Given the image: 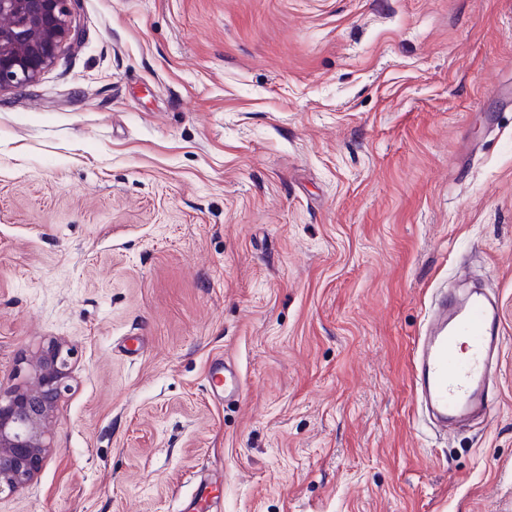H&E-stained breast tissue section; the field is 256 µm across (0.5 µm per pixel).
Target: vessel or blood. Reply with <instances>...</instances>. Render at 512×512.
Here are the masks:
<instances>
[{
    "mask_svg": "<svg viewBox=\"0 0 512 512\" xmlns=\"http://www.w3.org/2000/svg\"><path fill=\"white\" fill-rule=\"evenodd\" d=\"M489 295L486 288L445 295L438 308L431 310L417 340L415 388L441 424L463 419L483 406V394L492 378L491 361L502 346L499 308ZM206 377L216 401L242 392L240 371L224 356L211 358ZM216 490L212 481H197L191 512H210Z\"/></svg>",
    "mask_w": 512,
    "mask_h": 512,
    "instance_id": "obj_1",
    "label": "vessel or blood"
}]
</instances>
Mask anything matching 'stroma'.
I'll use <instances>...</instances> for the list:
<instances>
[{"label":"stroma","mask_w":512,"mask_h":512,"mask_svg":"<svg viewBox=\"0 0 512 512\" xmlns=\"http://www.w3.org/2000/svg\"><path fill=\"white\" fill-rule=\"evenodd\" d=\"M70 9L0 92V386L78 352L0 512H180L209 475L218 512H512V0ZM464 276L504 326L491 416L425 434L412 348ZM207 382L216 401L239 397L242 392L241 374L236 364L223 355H216L206 369Z\"/></svg>","instance_id":"1"}]
</instances>
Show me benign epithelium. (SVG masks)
Segmentation results:
<instances>
[{
	"label": "benign epithelium",
	"mask_w": 512,
	"mask_h": 512,
	"mask_svg": "<svg viewBox=\"0 0 512 512\" xmlns=\"http://www.w3.org/2000/svg\"><path fill=\"white\" fill-rule=\"evenodd\" d=\"M69 0H0V91L33 84L63 44L79 38ZM75 349L51 341L34 358L29 380L0 388V494L30 485L53 451L48 425L72 390Z\"/></svg>",
	"instance_id": "obj_1"
}]
</instances>
